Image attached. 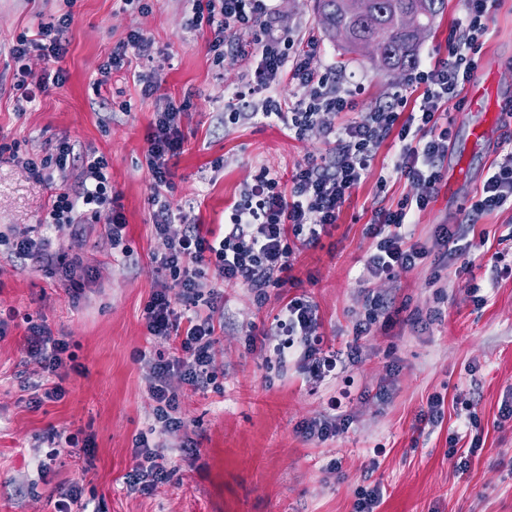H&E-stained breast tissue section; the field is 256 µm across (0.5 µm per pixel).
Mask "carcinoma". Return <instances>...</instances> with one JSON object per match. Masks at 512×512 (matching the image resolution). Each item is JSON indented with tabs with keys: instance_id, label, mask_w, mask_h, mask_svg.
Listing matches in <instances>:
<instances>
[{
	"instance_id": "cac0c4a2",
	"label": "carcinoma",
	"mask_w": 512,
	"mask_h": 512,
	"mask_svg": "<svg viewBox=\"0 0 512 512\" xmlns=\"http://www.w3.org/2000/svg\"><path fill=\"white\" fill-rule=\"evenodd\" d=\"M445 0H315L326 35L350 54L368 52L382 69L416 63L420 29L431 30Z\"/></svg>"
}]
</instances>
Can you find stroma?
Masks as SVG:
<instances>
[{
    "instance_id": "obj_1",
    "label": "stroma",
    "mask_w": 512,
    "mask_h": 512,
    "mask_svg": "<svg viewBox=\"0 0 512 512\" xmlns=\"http://www.w3.org/2000/svg\"><path fill=\"white\" fill-rule=\"evenodd\" d=\"M146 2L142 10L122 0L70 6L0 0V146H19L18 160L0 157V230L47 235L93 270L92 281L75 293L0 245V311L37 316L52 335L69 340L76 363L62 375L64 396L34 406L33 386L43 373L28 360L26 326L16 321L0 334V512H56L57 490L69 484L79 487L89 512H352L358 491L377 484L385 488L378 512H512V417L504 414L512 397V204L481 215L473 210L502 145L512 142V114L504 110L512 104V0H494L478 53V68L497 94L498 134L473 149L468 93L449 102V150L463 154L466 178L453 192L440 182L406 228L412 240L429 245L431 258L395 280L372 278L367 267L375 211L423 191L390 176L395 146L386 140L337 224L301 251L283 288L261 304L247 288H224L216 379L197 391L171 376L184 425L155 433L150 367L139 354L175 346L150 337L144 319L158 282L155 259L166 250L152 231L143 165L156 112L167 102L186 107L183 152L166 194L170 208L214 230L261 169L287 179L331 146L316 128L298 140L261 117L225 124L224 104L243 72L240 59L215 60L207 37L187 26L189 0ZM274 5L281 28L298 40L315 36L322 68L357 86L358 111L402 88L405 72L344 55L325 36L313 0ZM67 11L73 21L64 57L30 58L35 74L60 70L66 81L19 110L13 63L3 49ZM465 24L463 0H447L418 46V63L447 58ZM133 29L152 39V61L113 74L104 96L95 95L101 65ZM142 70L158 85L153 96H144L135 78ZM62 137L78 153L93 150L108 159L127 219L121 247L112 246L101 222L79 235L67 224L44 225L50 185L32 178L20 161L46 153ZM440 224L467 225L471 267L459 259L434 263ZM369 289L391 298L400 312L392 323L372 327L354 364L315 384L301 364L279 362L271 331L284 298L313 301L324 345L337 350L353 340ZM24 379L29 388L21 387ZM435 395L445 400L443 418L417 432ZM332 397L341 401L337 413L347 429L324 442L303 438L301 425L327 412ZM469 418L476 426L457 443L468 459L462 472L448 457V438ZM77 429L91 435V456L44 465L47 434ZM142 434L163 447L170 472L147 495L125 484Z\"/></svg>"
}]
</instances>
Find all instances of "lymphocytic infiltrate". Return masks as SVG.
Instances as JSON below:
<instances>
[{
  "mask_svg": "<svg viewBox=\"0 0 512 512\" xmlns=\"http://www.w3.org/2000/svg\"><path fill=\"white\" fill-rule=\"evenodd\" d=\"M191 30L209 31L210 51L223 56L232 47L245 60L241 82L224 108V119L237 123L245 111L261 112L263 117L279 120L295 137L320 128L333 141L329 156L299 164L289 182H281L269 170H261L241 199L227 215L222 236L208 238L201 225L183 220L179 233L164 197L170 186L171 167L183 150L181 112L166 105L158 112L147 135L145 164L151 181L153 231L167 242L166 252L157 260L163 278L144 308L150 336L168 340L179 337L180 353L161 352L148 358L151 376L149 393L155 403L154 420L160 430L181 427L178 415L180 395L168 379L179 374L182 382L197 390L206 389L216 370V298H204L205 268H212L217 280L227 285L249 288L257 302H264L270 289L283 287V275L290 271L296 246L318 244L322 233L334 225L340 208L368 173L380 145L394 138L397 146L392 172L397 178L423 186L417 196L403 198L393 209H380L368 231L373 245L367 265L373 278L394 280L425 259V243L411 240L405 232L413 214L431 202L442 179L443 163L448 158L449 130L440 120L448 102L459 96L468 75L477 67L475 55L479 40L488 32L490 0H464L467 25L455 41L447 60L413 70L404 91L395 92L392 101L370 111L357 109L355 89L331 80L319 66L320 48L316 40H295L277 25V14L266 0H191ZM71 13L40 25L32 36L20 35L10 47L15 62L13 89L18 102L30 103L49 84L65 81L62 72L54 76L34 77L28 60L38 55L56 61L67 51ZM152 40L142 31H130L109 54L100 68L97 86L107 85L112 73L122 71L133 60L150 57ZM295 83L304 91L289 104L270 96V89L283 82ZM419 91L417 114L405 115L408 94ZM346 122H339V115ZM24 168L36 178L46 171H63L75 166L80 170L76 182L60 181L51 195L44 218L48 224H67L82 232L84 224L105 219L107 237L120 246L127 222L112 190L109 162L104 155H78L68 138H60L51 151L23 161ZM512 202V150L504 152L494 173L487 178L477 211H492ZM15 258L56 270L67 287L79 288L89 271L80 257L52 252L46 236L25 235L10 241ZM368 314L355 326V342L342 352H324L318 334L314 305L294 297L276 318L274 334L277 352L291 351L307 364L312 378L321 380L346 362L355 361L361 345L377 322H391L393 303L382 295L367 292ZM28 336L27 353L49 378L43 396L61 398L64 390L55 381L67 366L71 355L65 337H55L32 315H24ZM135 464L126 476L130 490L149 493L165 480L168 470L162 449L140 437L133 451Z\"/></svg>",
  "mask_w": 512,
  "mask_h": 512,
  "instance_id": "lymphocytic-infiltrate-1",
  "label": "lymphocytic infiltrate"
}]
</instances>
